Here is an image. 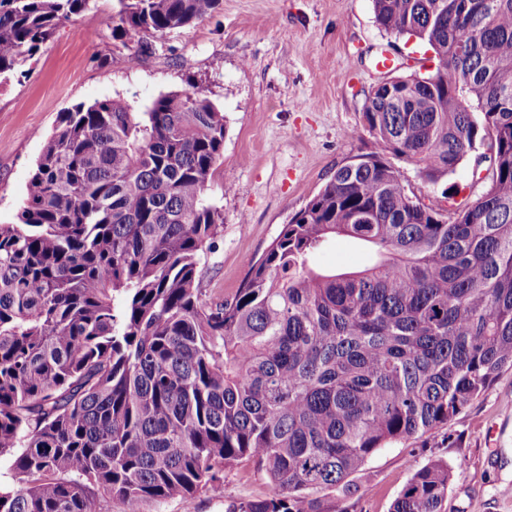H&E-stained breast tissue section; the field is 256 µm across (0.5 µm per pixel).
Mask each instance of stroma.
Wrapping results in <instances>:
<instances>
[{
  "mask_svg": "<svg viewBox=\"0 0 512 512\" xmlns=\"http://www.w3.org/2000/svg\"><path fill=\"white\" fill-rule=\"evenodd\" d=\"M117 0H90L61 22L50 41L0 86V224L15 222L26 185L61 112L120 96L143 111L157 96L203 88L224 112V155L208 196L224 213V232L202 261V286L213 297L234 294L246 258L264 254L283 224L305 206L338 167L374 151L362 131L366 96L397 72L424 76L432 53L414 52L375 22L372 0H223L220 10L139 52L112 33ZM390 53L401 70L380 72ZM140 53L138 64L129 57ZM360 134L349 137L351 129ZM470 154L436 184L392 157L422 203L433 208L475 201L488 185ZM366 248L339 237L313 258L325 270H359ZM452 470L443 512H512L500 490L512 483V370L433 437L378 450L348 482L330 489L348 512H389L408 480L430 460ZM224 495L198 492L146 512H226L228 505L269 494L266 476L248 459L222 472Z\"/></svg>",
  "mask_w": 512,
  "mask_h": 512,
  "instance_id": "obj_1",
  "label": "stroma"
}]
</instances>
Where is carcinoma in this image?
<instances>
[{
    "mask_svg": "<svg viewBox=\"0 0 512 512\" xmlns=\"http://www.w3.org/2000/svg\"><path fill=\"white\" fill-rule=\"evenodd\" d=\"M112 31L146 41L221 0H118ZM89 0H0V85ZM384 31L434 53L426 77L366 98L378 150L336 169L247 263L202 288L224 231L207 191L224 112L193 82L135 112L121 97L61 114L17 223L0 224V512H126L206 490L254 461L273 490L226 512H348L334 488L391 442L433 436L512 367V0H373ZM488 189L423 204L385 157L432 184L478 147ZM343 235L358 271L312 257ZM451 470H418L390 512H441Z\"/></svg>",
    "mask_w": 512,
    "mask_h": 512,
    "instance_id": "obj_1",
    "label": "carcinoma"
}]
</instances>
